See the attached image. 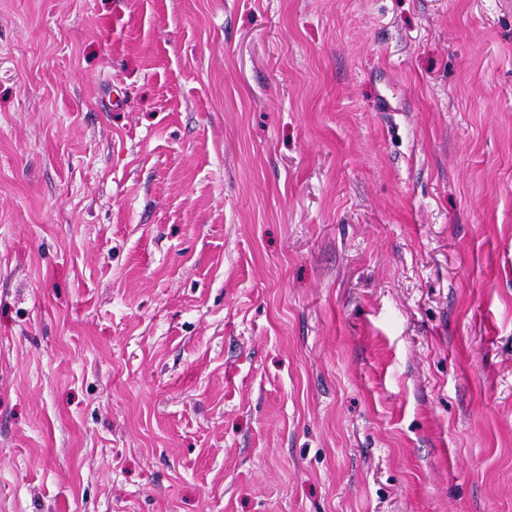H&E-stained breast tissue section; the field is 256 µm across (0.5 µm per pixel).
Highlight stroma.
<instances>
[{"label": "stroma", "mask_w": 512, "mask_h": 512, "mask_svg": "<svg viewBox=\"0 0 512 512\" xmlns=\"http://www.w3.org/2000/svg\"><path fill=\"white\" fill-rule=\"evenodd\" d=\"M0 512H512V0H0Z\"/></svg>", "instance_id": "1"}]
</instances>
